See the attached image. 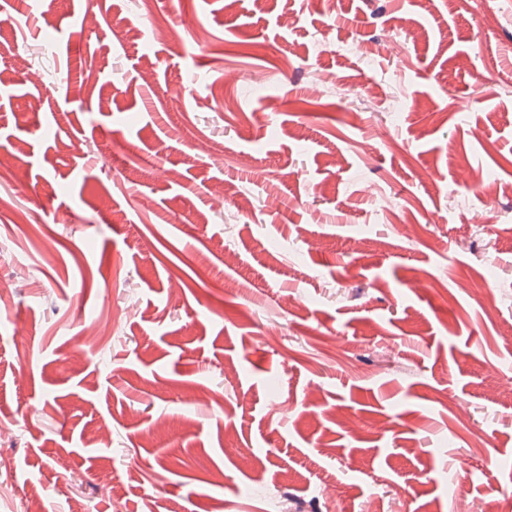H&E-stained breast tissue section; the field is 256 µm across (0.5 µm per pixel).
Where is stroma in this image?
Wrapping results in <instances>:
<instances>
[{"label": "stroma", "instance_id": "obj_1", "mask_svg": "<svg viewBox=\"0 0 512 512\" xmlns=\"http://www.w3.org/2000/svg\"><path fill=\"white\" fill-rule=\"evenodd\" d=\"M155 5L0 0V512H489L512 0Z\"/></svg>", "mask_w": 512, "mask_h": 512}]
</instances>
